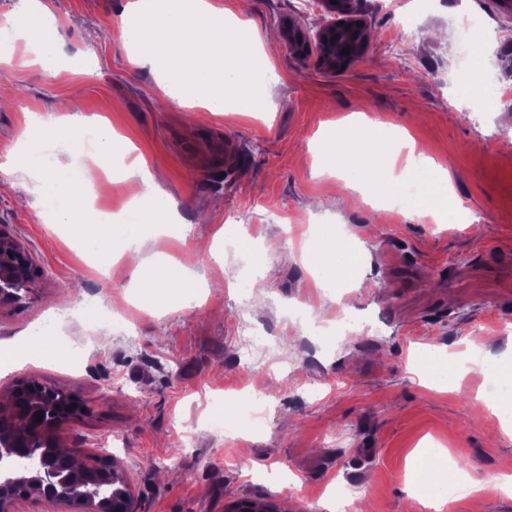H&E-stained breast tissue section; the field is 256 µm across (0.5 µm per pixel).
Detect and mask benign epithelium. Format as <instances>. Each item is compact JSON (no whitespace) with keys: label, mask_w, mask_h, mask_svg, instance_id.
I'll return each instance as SVG.
<instances>
[{"label":"benign epithelium","mask_w":512,"mask_h":512,"mask_svg":"<svg viewBox=\"0 0 512 512\" xmlns=\"http://www.w3.org/2000/svg\"><path fill=\"white\" fill-rule=\"evenodd\" d=\"M329 20L318 28L314 37L288 24L283 28L287 47L297 42L325 47L336 35V22L356 31L363 22L353 7V0H320ZM37 271L30 253L18 243L7 227L0 225V305L19 299L16 289L33 288ZM9 409L0 413V512L29 498L36 490L39 500L50 503L75 504L81 512H106L104 496L121 488L120 498L132 500L131 489L116 462L105 463L104 457L82 448L68 449L73 462L67 473L58 472L50 463L40 464L29 473L20 472L14 461L30 450L38 439L45 454L57 449L56 432L64 424L79 418L85 407L73 395L36 381H19L8 392ZM43 418H37V415Z\"/></svg>","instance_id":"1"}]
</instances>
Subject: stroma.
<instances>
[{
    "mask_svg": "<svg viewBox=\"0 0 512 512\" xmlns=\"http://www.w3.org/2000/svg\"><path fill=\"white\" fill-rule=\"evenodd\" d=\"M44 2L60 49L95 55L99 68L49 71L29 63L19 44L0 61V91L14 97L0 108V225L39 271L26 300L0 307V344L47 323L52 344L64 340L84 354L71 367L27 364L0 376V391L34 379L78 397L86 412L62 427L60 444L114 458L134 512H225L243 500L273 512H332L339 486L371 512H408L412 495L427 493L413 459L429 446L449 449L468 471L512 475V437L476 399L486 375L470 372L459 389L437 391L418 363L424 348L453 351L478 339L487 364H512V96L481 101L485 82L512 89V15L497 0H355L370 32L361 58L332 70L278 46L270 76L278 109L202 122L164 102L149 68L131 64L115 28L127 0ZM233 2L262 34H280L288 21L312 30L324 18L303 0ZM472 15L494 36L469 87L455 78L465 62L451 27ZM62 99L122 134L176 202L183 237L159 233L150 246L201 275L205 286L192 298L158 309L133 257L99 275L93 253L24 205L32 184L8 157L28 114L55 116ZM361 103L375 126L406 128L448 167L468 223L396 211L383 220L353 203L341 180L314 174L310 144ZM232 216L267 249L260 274L230 247ZM314 224L356 235L365 287L312 288L300 233ZM200 242L224 247L223 264L198 251ZM244 279L258 284L245 319L237 296ZM88 300L109 306L111 323L82 322ZM302 303L324 319L351 314L373 333L336 343L292 318ZM246 320L277 344L276 357L248 354ZM244 392L273 399L263 427L215 433L218 420H235Z\"/></svg>",
    "mask_w": 512,
    "mask_h": 512,
    "instance_id": "1",
    "label": "stroma"
}]
</instances>
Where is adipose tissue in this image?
<instances>
[{
  "label": "adipose tissue",
  "instance_id": "ef3b65f1",
  "mask_svg": "<svg viewBox=\"0 0 512 512\" xmlns=\"http://www.w3.org/2000/svg\"><path fill=\"white\" fill-rule=\"evenodd\" d=\"M117 28L132 48V62L153 70L165 96L180 106L211 114L274 110L269 81L273 45L246 15L215 9L208 0H129ZM11 38L24 43L38 63L51 69L63 64L84 73L96 66L88 54L61 61L55 19L41 0H31L29 13L15 18ZM371 126L365 112L358 111L330 128L313 152L318 175L344 181L364 202L381 210H388L394 196L410 195L414 202L408 215L429 217L438 224L457 223L461 208L447 169L418 153L406 129H392L383 142L369 136ZM126 150V144L101 123L71 114L50 120L34 115L9 164L31 179L35 207L52 223L68 228L88 250L100 252L112 236H119L125 251L139 258L141 283L159 299L190 296L197 282L186 265L143 253V225L170 223L175 212L146 166L136 160L123 175L103 178L99 165L76 162L87 151L110 156ZM117 181L125 184L129 199L125 219L114 228L95 208L77 201L75 190L89 184L108 192ZM356 254L352 237L340 240L330 233L320 248L305 254L304 263L318 282L327 284L337 273L353 272ZM47 356L64 362L79 358L75 351L49 350L43 340H24L0 349V372Z\"/></svg>",
  "mask_w": 512,
  "mask_h": 512
}]
</instances>
